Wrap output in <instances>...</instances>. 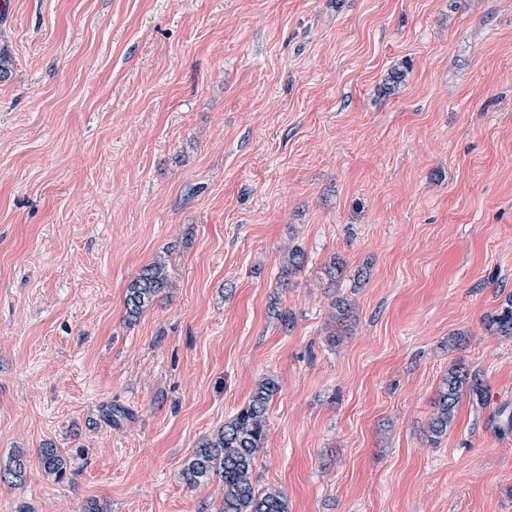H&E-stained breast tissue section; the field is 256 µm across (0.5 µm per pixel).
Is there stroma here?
Listing matches in <instances>:
<instances>
[{
	"instance_id": "obj_1",
	"label": "stroma",
	"mask_w": 512,
	"mask_h": 512,
	"mask_svg": "<svg viewBox=\"0 0 512 512\" xmlns=\"http://www.w3.org/2000/svg\"><path fill=\"white\" fill-rule=\"evenodd\" d=\"M9 2L0 512H218L182 468L267 378L290 512H512V0ZM456 364L486 404L434 440ZM168 286L169 280L165 267L161 263L153 262L145 266L127 288L125 305L128 317L137 318L143 309ZM487 327L504 335H512V295L506 297L500 308L488 317ZM40 462L44 472L52 474L56 478L60 479L66 473V460L63 451L60 448H41Z\"/></svg>"
}]
</instances>
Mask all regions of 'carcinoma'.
I'll return each mask as SVG.
<instances>
[{"mask_svg":"<svg viewBox=\"0 0 512 512\" xmlns=\"http://www.w3.org/2000/svg\"><path fill=\"white\" fill-rule=\"evenodd\" d=\"M305 263V254L295 250L288 254L282 269L284 276L299 272ZM169 286L165 267L153 262L145 266L127 288L125 299L129 317L136 318L161 291ZM487 327L504 335H512V295L505 298L500 308L488 317ZM277 384L267 379L256 387L248 404L241 408L224 427L208 437L195 449L191 460L182 471L185 484L193 488L217 477L224 484V498L218 512H288L287 499L277 491L264 494L256 491L254 467L263 448L267 433V411ZM483 401V390L477 376L462 365L448 370L446 387L439 395L437 410L430 418L428 432L434 437L447 433L455 418L456 407L464 394ZM40 462L47 474L62 478L66 460L59 448L40 449ZM27 462L24 456L11 458L0 466V480L23 482Z\"/></svg>","mask_w":512,"mask_h":512,"instance_id":"cac0c4a2","label":"carcinoma"}]
</instances>
